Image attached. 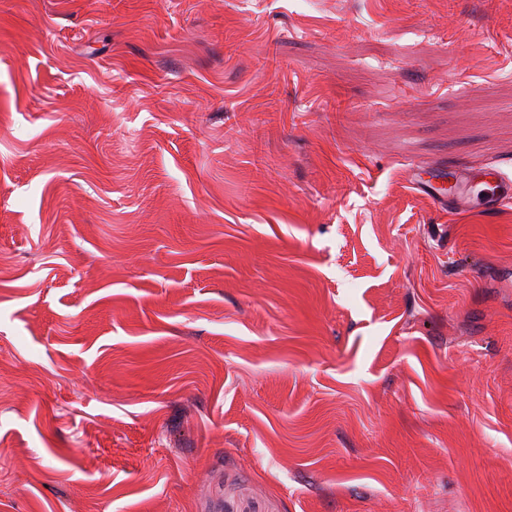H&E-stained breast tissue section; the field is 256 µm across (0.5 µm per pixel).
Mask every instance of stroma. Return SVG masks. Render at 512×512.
<instances>
[{
	"label": "stroma",
	"instance_id": "obj_1",
	"mask_svg": "<svg viewBox=\"0 0 512 512\" xmlns=\"http://www.w3.org/2000/svg\"><path fill=\"white\" fill-rule=\"evenodd\" d=\"M512 0H0V512H512ZM482 178L484 183L490 185L494 183L496 188H499L495 193H492L485 201V208L488 210L496 209L505 200L511 199V192L504 191L503 187L509 185V180L504 174L494 167L493 165H485L479 168H471L470 172L461 173L448 179V182H441L434 184L432 182H422L416 180V184H420L425 188L431 197L436 200L440 205L450 207L452 205H466V198L464 188L470 179Z\"/></svg>",
	"mask_w": 512,
	"mask_h": 512
}]
</instances>
